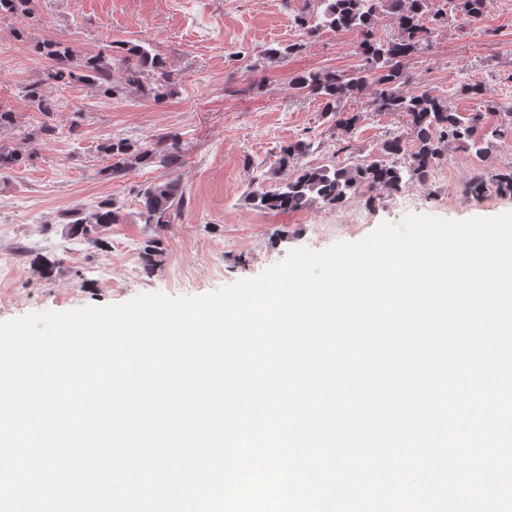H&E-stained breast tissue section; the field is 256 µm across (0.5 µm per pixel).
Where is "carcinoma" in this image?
<instances>
[{
    "label": "carcinoma",
    "instance_id": "1",
    "mask_svg": "<svg viewBox=\"0 0 512 512\" xmlns=\"http://www.w3.org/2000/svg\"><path fill=\"white\" fill-rule=\"evenodd\" d=\"M319 14L299 17L306 34L312 36L320 28L355 31L361 40L358 54L362 65L351 75L334 71H310L290 80L294 89L309 96H317L324 103V111L332 115L334 125L346 131L357 124L358 116L343 111L344 103L364 91L371 92L368 106L375 112H403L408 118V132L391 134L383 141L382 151L375 159H354L341 167L301 164L311 144L298 141L280 150L279 168H293V175L285 181L276 174L264 172L252 177L256 185L246 201L253 208L271 212H293L321 203L330 207L342 205L349 196L361 191L384 189L400 192L410 181L424 182L443 159L442 146L454 142L480 156L488 151L492 141L478 133L481 115L462 119L448 106V99L427 92H411L412 83L406 63L416 56L429 54L432 27L448 19L445 7L435 6L432 0H318ZM452 10L476 20L483 16L487 0H451ZM0 15L31 18L32 0H0ZM389 15L396 24L395 34L387 40L375 36L376 20ZM120 58L100 51L84 55L70 45L45 40L36 45V51L51 61L46 80L53 82H81L90 89L120 97L126 87L135 85L160 99L171 92L170 77L157 54L139 44L122 43L118 46ZM124 67L126 78H113L115 64ZM45 83L25 87L27 98L37 103L41 111L49 112L45 104ZM101 150L112 160L107 175L118 177L134 163L159 164L176 168L182 155L177 143L171 148L155 145L141 146L125 139L108 140ZM512 192V167L491 175L480 173L471 179L470 192L479 196L490 188ZM138 218L146 226L158 227L169 223L171 211L179 210L184 200L180 182L173 178L155 181L138 193ZM122 219L120 208L106 198L92 209H75L65 215L67 234L91 248L103 249L106 240L100 230L118 224ZM161 249L155 238L145 240L142 258L153 268Z\"/></svg>",
    "mask_w": 512,
    "mask_h": 512
}]
</instances>
